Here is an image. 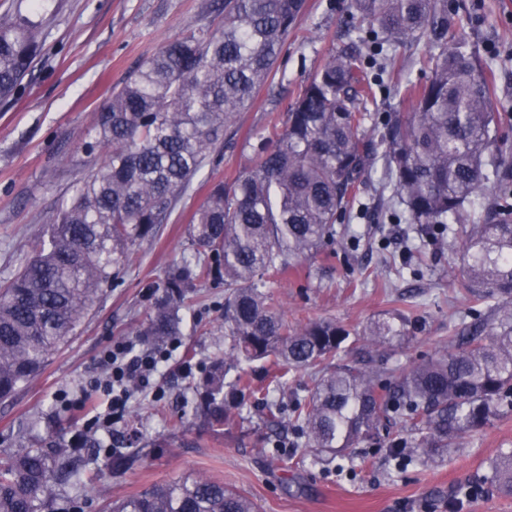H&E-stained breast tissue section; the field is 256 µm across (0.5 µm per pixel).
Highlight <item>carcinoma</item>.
Returning <instances> with one entry per match:
<instances>
[{
	"mask_svg": "<svg viewBox=\"0 0 512 512\" xmlns=\"http://www.w3.org/2000/svg\"><path fill=\"white\" fill-rule=\"evenodd\" d=\"M217 8L220 28L165 43L95 112L82 148L104 154L103 164L76 180L34 253L0 289L1 402L42 372L135 248L167 223L231 117L268 81L306 0H223ZM351 16L354 38L301 88L284 125L248 143L252 168L210 187L191 218L188 252L167 270L140 335L148 345L176 335L188 290L222 276L231 344L197 386L204 429L223 430L248 397L265 406L266 426H292L318 456H342L400 421L420 436L427 463L512 409V144L492 111L484 65L448 41V0H351ZM424 37L433 51L427 80L411 90L413 111L372 117L367 103L392 53ZM46 42L43 22L19 9L0 15V99L19 95ZM379 158L399 196L390 203L396 222L423 239L450 237L467 287L500 297L451 337L452 349L410 369L380 371L373 353L420 330V320L395 312L371 323L362 336L366 362L346 364L347 329L328 320L290 325L261 288L263 278L301 266L336 236V221L362 209L357 182ZM261 359L271 360L279 384L315 370L290 411L244 374L225 390L231 370ZM128 463L121 452L105 454L112 473ZM487 479L512 493V452ZM69 483L85 488L62 448L8 453L0 458V512H59V486ZM107 512H254V504L200 475L154 485Z\"/></svg>",
	"mask_w": 512,
	"mask_h": 512,
	"instance_id": "carcinoma-1",
	"label": "carcinoma"
}]
</instances>
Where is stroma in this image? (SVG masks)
Returning <instances> with one entry per match:
<instances>
[{
	"label": "stroma",
	"mask_w": 512,
	"mask_h": 512,
	"mask_svg": "<svg viewBox=\"0 0 512 512\" xmlns=\"http://www.w3.org/2000/svg\"><path fill=\"white\" fill-rule=\"evenodd\" d=\"M213 2L50 0L43 14L47 50L34 61L25 91L0 101V287L44 235L74 181L93 168L82 141L96 109L167 40L200 25L218 27L222 17ZM347 6L348 0H307L269 86L234 115L220 150L194 178L169 223L137 248L42 373L0 402V457L66 440L83 474L101 473L102 451L82 447L81 436L89 420L107 411V396L87 388L104 374L102 352L124 341L143 349L140 326L156 284L187 251L193 212L212 183L231 184L248 169V139L281 125L328 52L349 42ZM450 6L448 33L465 35L485 62L496 90L493 109L512 137V0H451ZM393 193L381 170L364 177L366 209L349 223L358 247L325 245L299 271L268 280L265 289L293 325L324 318L359 333L396 308L422 317V332L388 358L410 368L447 347L453 325L471 322L474 302L459 284L462 259L446 244L436 245V260L412 272L418 242L410 225L392 219L385 201ZM190 297L180 310L179 348L148 388L132 394L123 419L111 427L112 447L122 448L123 432L133 427L147 443L146 453L122 473H101L99 491L83 501V512H104L109 500L202 474L243 492L258 512H512V495L485 481L491 461L512 450V411L428 463L418 459L412 437L394 427L389 440L405 442L406 462L391 457L388 448L361 447L343 459L293 464L296 435L288 428L270 430L263 406L252 401L221 433L191 426L195 386L223 356L228 338L223 283L198 285ZM465 486L474 488L473 497H459Z\"/></svg>",
	"instance_id": "1"
}]
</instances>
